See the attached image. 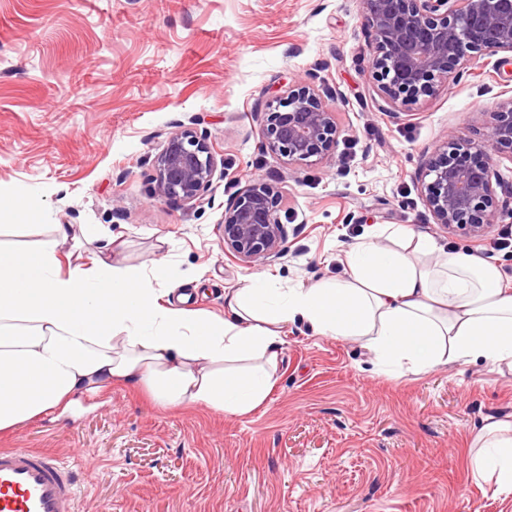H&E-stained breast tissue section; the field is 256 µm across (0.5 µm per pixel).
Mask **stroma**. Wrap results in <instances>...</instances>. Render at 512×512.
<instances>
[{"label":"stroma","mask_w":512,"mask_h":512,"mask_svg":"<svg viewBox=\"0 0 512 512\" xmlns=\"http://www.w3.org/2000/svg\"><path fill=\"white\" fill-rule=\"evenodd\" d=\"M361 0H0V243L31 224L88 225L62 267L108 251L152 268L187 306L224 313V291L263 278L289 289L344 277L359 236L403 224L496 264L512 284V195L473 239L435 224L421 170L448 131L488 133L512 97V66L474 56L462 77L408 107H378ZM302 79L339 110L326 161L288 165L262 145L260 111ZM193 128L221 175L195 204L158 197L155 161ZM260 177L283 196L287 253H224L232 195ZM278 381L255 411L156 408L126 385L20 426L0 448L57 454L79 475V512H512L475 479L485 419L512 421V368L450 364L402 376L354 340L305 320L284 331Z\"/></svg>","instance_id":"obj_1"}]
</instances>
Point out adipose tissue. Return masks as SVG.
Instances as JSON below:
<instances>
[{"mask_svg": "<svg viewBox=\"0 0 512 512\" xmlns=\"http://www.w3.org/2000/svg\"><path fill=\"white\" fill-rule=\"evenodd\" d=\"M0 245V432L68 406L74 396L132 385L165 410L247 414L276 383L282 332L303 319L319 334L363 342L376 363L421 373L450 363L512 365V289L499 267L438 247L404 227L360 237L348 274L281 292L263 279L229 289L225 316L186 309L153 270L108 263L62 270L69 226L44 224ZM471 468L512 492V422L479 429Z\"/></svg>", "mask_w": 512, "mask_h": 512, "instance_id": "1", "label": "adipose tissue"}]
</instances>
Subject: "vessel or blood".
I'll list each match as a JSON object with an SVG mask.
<instances>
[{"mask_svg": "<svg viewBox=\"0 0 512 512\" xmlns=\"http://www.w3.org/2000/svg\"><path fill=\"white\" fill-rule=\"evenodd\" d=\"M76 480L52 453L0 449V512H76Z\"/></svg>", "mask_w": 512, "mask_h": 512, "instance_id": "1", "label": "vessel or blood"}]
</instances>
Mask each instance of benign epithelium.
I'll return each instance as SVG.
<instances>
[{"label":"benign epithelium","mask_w":512,"mask_h":512,"mask_svg":"<svg viewBox=\"0 0 512 512\" xmlns=\"http://www.w3.org/2000/svg\"><path fill=\"white\" fill-rule=\"evenodd\" d=\"M369 33L371 78L381 99L407 107L433 96L455 79L474 54L512 53V0H363ZM262 144L288 164L322 161L338 146L337 107L325 103L303 80H295L266 105ZM512 152V97L490 113L482 140L446 135L421 178V192L435 223L472 238L484 236L498 218L502 187L495 154ZM217 159L206 140L190 129L172 133L156 158L158 196L196 203L211 185ZM281 194L254 178L224 208V254L251 263L280 258L288 238L278 212Z\"/></svg>","instance_id":"obj_1"}]
</instances>
